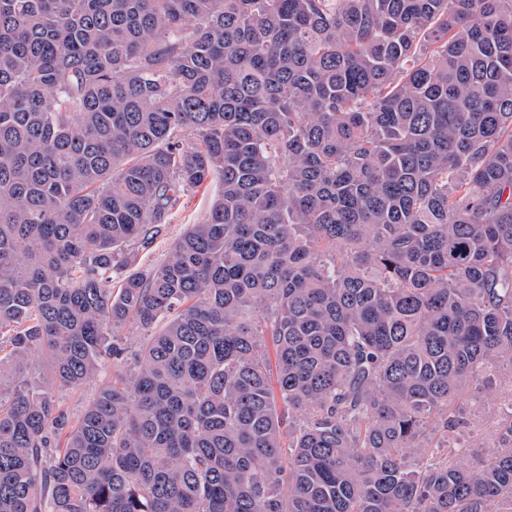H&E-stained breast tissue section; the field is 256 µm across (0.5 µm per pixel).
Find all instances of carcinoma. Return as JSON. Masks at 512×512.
<instances>
[{
    "label": "carcinoma",
    "mask_w": 512,
    "mask_h": 512,
    "mask_svg": "<svg viewBox=\"0 0 512 512\" xmlns=\"http://www.w3.org/2000/svg\"><path fill=\"white\" fill-rule=\"evenodd\" d=\"M499 374L512 0H0V512H512ZM215 191L216 186L212 185L183 197L179 207L174 211L171 224H168L167 235L158 239L149 252L140 253L143 267L162 262L173 241L187 231L191 224H197L202 220L211 206ZM112 380V365L99 375L76 390H55L57 399L63 402L73 414H79L94 398L102 384ZM512 386L508 381H493L492 389H489L479 382L472 384L467 391L465 398L461 401L462 412L468 418L465 424L462 437L465 443L486 442L487 430L489 425L485 420L477 417H470L469 412H474L487 407L488 402L496 412L506 409L509 399H511Z\"/></svg>",
    "instance_id": "carcinoma-1"
}]
</instances>
